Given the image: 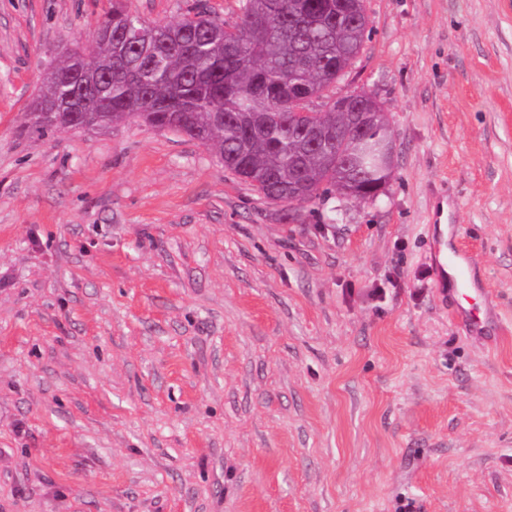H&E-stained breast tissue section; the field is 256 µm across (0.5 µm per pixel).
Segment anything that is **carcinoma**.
I'll list each match as a JSON object with an SVG mask.
<instances>
[{
	"mask_svg": "<svg viewBox=\"0 0 512 512\" xmlns=\"http://www.w3.org/2000/svg\"><path fill=\"white\" fill-rule=\"evenodd\" d=\"M238 10L235 29L255 20L267 24L258 39H235L204 11L151 28L113 0L104 19L112 41L93 39L84 60L100 83L85 103L92 128L133 118L197 140L263 199L297 193L285 204L287 220H297L305 205L326 198L343 180L378 200L394 170V156L381 155L392 128L380 119L365 128L353 124L356 109L378 111L372 93L358 91L344 112L329 95L369 39L365 0H238ZM72 66L69 54L52 66L35 103H65L71 87L58 75ZM289 85L327 99L311 143L290 107L267 93ZM28 117L43 133L59 131L40 112Z\"/></svg>",
	"mask_w": 512,
	"mask_h": 512,
	"instance_id": "1",
	"label": "carcinoma"
}]
</instances>
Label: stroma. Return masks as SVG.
<instances>
[{
  "mask_svg": "<svg viewBox=\"0 0 512 512\" xmlns=\"http://www.w3.org/2000/svg\"><path fill=\"white\" fill-rule=\"evenodd\" d=\"M237 0H127L167 23ZM383 195L285 221L200 142L27 114L112 0H0V512H512V0H366ZM503 333L429 267L439 197Z\"/></svg>",
  "mask_w": 512,
  "mask_h": 512,
  "instance_id": "35a3bbf8",
  "label": "stroma"
}]
</instances>
